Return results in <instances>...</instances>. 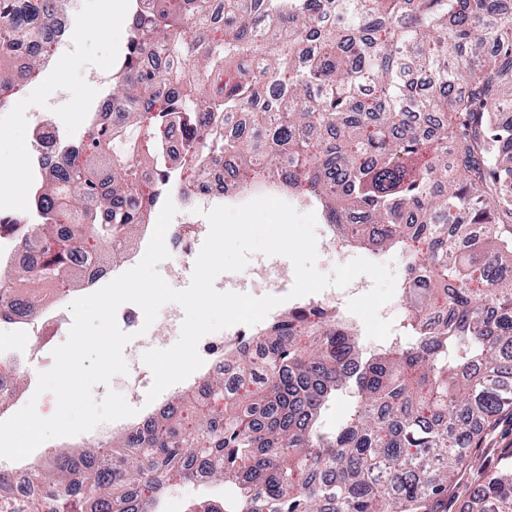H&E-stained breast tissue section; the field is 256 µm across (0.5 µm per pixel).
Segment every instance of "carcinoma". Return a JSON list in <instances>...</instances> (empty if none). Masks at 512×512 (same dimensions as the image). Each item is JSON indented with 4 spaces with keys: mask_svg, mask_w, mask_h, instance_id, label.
<instances>
[{
    "mask_svg": "<svg viewBox=\"0 0 512 512\" xmlns=\"http://www.w3.org/2000/svg\"><path fill=\"white\" fill-rule=\"evenodd\" d=\"M56 0H0V94L38 69ZM112 90L126 120L89 126L67 169L35 191L38 263L0 279L41 296L75 280L78 254L108 263L163 200L138 160L189 130L182 166L232 157L233 179L277 181L320 202L369 253L406 260L397 347L362 358L354 331L311 308L240 361L255 379L218 405L37 471L22 512H159L169 474L215 461L236 507L190 512H446L472 443L512 407V0H148ZM352 410L326 431L330 398ZM512 512V463L474 491Z\"/></svg>",
    "mask_w": 512,
    "mask_h": 512,
    "instance_id": "carcinoma-1",
    "label": "carcinoma"
}]
</instances>
